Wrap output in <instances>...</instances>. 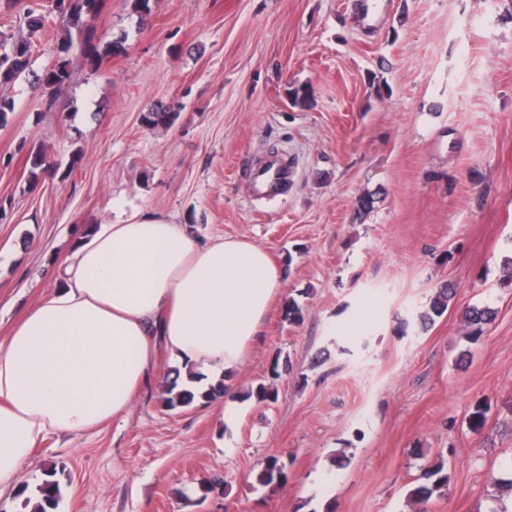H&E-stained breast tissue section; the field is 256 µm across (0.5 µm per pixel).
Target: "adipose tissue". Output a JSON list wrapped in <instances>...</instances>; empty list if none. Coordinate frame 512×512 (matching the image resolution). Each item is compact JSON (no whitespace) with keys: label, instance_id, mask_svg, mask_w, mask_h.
<instances>
[{"label":"adipose tissue","instance_id":"1","mask_svg":"<svg viewBox=\"0 0 512 512\" xmlns=\"http://www.w3.org/2000/svg\"><path fill=\"white\" fill-rule=\"evenodd\" d=\"M284 271L244 238L197 241L138 210L82 237L48 297L0 341V492L48 435L124 417L166 352L204 391L256 345Z\"/></svg>","mask_w":512,"mask_h":512}]
</instances>
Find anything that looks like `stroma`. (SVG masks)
I'll return each mask as SVG.
<instances>
[{"label":"stroma","instance_id":"stroma-1","mask_svg":"<svg viewBox=\"0 0 512 512\" xmlns=\"http://www.w3.org/2000/svg\"><path fill=\"white\" fill-rule=\"evenodd\" d=\"M95 25L127 35L126 52L95 73L74 66L70 120L27 81L10 91L0 340L54 292L84 229L124 210L204 243L248 238L284 288L231 376L236 401L169 410L152 383L124 419L47 437L21 483L56 469L59 512H410L441 456L451 483L430 512H489L512 468V0H389L371 31L350 0H156L142 21L106 0ZM298 85L304 109L289 99ZM157 102L178 105L173 126L141 125ZM31 144L60 170L26 193ZM273 155L294 179L255 197L245 171ZM447 284L448 310L421 328ZM483 305L496 317L472 344L461 315ZM269 382L276 402L247 397ZM272 456L288 481L260 485Z\"/></svg>","mask_w":512,"mask_h":512}]
</instances>
